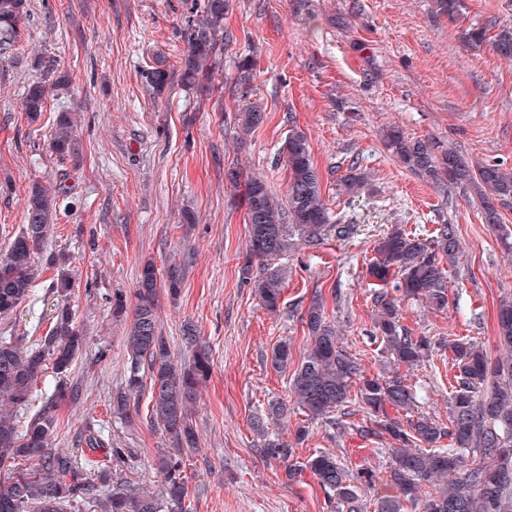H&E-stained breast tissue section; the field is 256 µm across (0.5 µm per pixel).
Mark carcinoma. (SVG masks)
<instances>
[{"mask_svg": "<svg viewBox=\"0 0 512 512\" xmlns=\"http://www.w3.org/2000/svg\"><path fill=\"white\" fill-rule=\"evenodd\" d=\"M440 14L455 21L466 9L465 0H436ZM229 0H203V8L188 17L183 30L182 84L209 90V77L224 42ZM28 12V0H0V57L18 50L19 25ZM465 42L479 48L489 44L500 56L512 58V26L495 23L472 27ZM146 79L156 87L169 83V73L158 63ZM256 71L251 58L237 62L234 89L244 102L235 120L243 134L263 123L261 108L250 101ZM48 81L30 84L22 101L32 120L43 112ZM387 149L410 171L434 185L445 183L470 188L481 198L488 224L500 222L498 206L512 200V170L499 164L477 169L455 149L431 140L411 138L396 128L383 135ZM49 147L60 160L75 159L80 141L73 112H56ZM282 155L289 170L286 199L256 176L243 177L237 167L226 178L242 188L247 226L248 260L242 276L271 313L284 305L283 277L274 261L297 244L314 246L330 232L348 238L355 225L333 223L321 191L320 175L311 158L306 134L294 128ZM366 183V175L353 167L341 180L343 193L353 196ZM74 186L63 176L57 181L35 180L23 201L22 229L0 252V316L9 317L41 279L44 267L56 269L50 292L66 296L72 288L70 257L64 252L44 253L63 203ZM458 252L456 225L441 224L429 235L395 228L380 239L367 276L372 279L375 338L390 355L394 370L362 374L356 357L343 345L339 328L331 321L323 298L312 297L301 313L310 346L289 378V398L275 400L252 418L263 437L260 453L267 461L285 463L294 444L306 440L309 425L343 431L352 402L366 414L358 426L364 438L387 437L379 452L388 458L385 475L367 468L350 469L338 456L319 451L303 462L327 497L345 512H361L362 492L376 491V512H512V297L501 301L497 339L501 355L492 363L474 342L458 339L452 345L455 375L448 408V423L413 414L417 393L400 368L409 370L430 360L437 350L431 336L412 335L401 324L406 300H419L436 311L448 308V272ZM260 263L253 275V262ZM184 284V266L170 263L163 271L151 262L138 271L135 308L125 340L127 374L123 390L112 398V413L126 415L139 393L148 390L151 426L168 441L172 451L158 466L159 492H150L123 474L129 449L121 448L103 430L79 434L78 445L108 451L110 464L81 462L72 452L52 447L59 426L56 411L78 401L81 390L69 379V370L86 345L67 307L57 309L53 326L34 342L0 336V512H188L190 496L183 455L198 448L191 404L199 384L211 370V348L200 340L193 325L182 339L192 350L185 364L175 361L158 328L160 289L176 298ZM288 342L272 351L271 365L288 370ZM56 379L51 395L33 398L34 385L47 371ZM406 413L393 417L390 411ZM305 414L291 443L268 431L271 420L292 413ZM30 458L28 468L19 462Z\"/></svg>", "mask_w": 512, "mask_h": 512, "instance_id": "cac0c4a2", "label": "carcinoma"}]
</instances>
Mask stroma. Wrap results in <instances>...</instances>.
<instances>
[{"mask_svg": "<svg viewBox=\"0 0 512 512\" xmlns=\"http://www.w3.org/2000/svg\"><path fill=\"white\" fill-rule=\"evenodd\" d=\"M194 2L30 0L23 48L0 60V226L19 231L33 180L69 173L72 205L59 213L51 245L70 255L74 287L64 297L45 283L33 288L0 319V336L34 341L53 325L56 306L67 305L89 342L70 370L82 396L60 406L53 445L72 448L85 426L106 422L134 454L127 477L158 490L165 441L147 422V400L132 419L112 413V395L126 375L129 325L113 318L112 300L118 295L133 307L144 262L163 270L185 261L180 298L160 297L159 328L176 360L191 357L182 341L185 322L212 348L211 372L192 407L199 448L185 458L189 512H330L309 472L289 476L286 464L259 453L252 418L288 393V375L270 364L272 350L288 340L301 360L309 341L300 315L318 293L361 371L378 372L388 359L374 339L367 279L374 248L391 227L430 231L449 223L457 227L460 258L448 279V308L435 312L411 300L402 323L413 335L448 343L468 338L499 356L497 309L512 295V253L485 223L475 192L432 185L394 158L382 135L395 125L414 138L447 142L471 164L512 168V59L461 40L467 28L491 19L512 24V0H466L454 23L437 13L434 0H230L224 26L235 39L217 61L207 99L177 78ZM246 55L257 63L252 99L265 120L241 147L234 78ZM48 60L68 81L49 94L33 122L22 108L23 92ZM159 60L173 80L157 92L146 70ZM63 107L79 119L83 153L76 163L48 149L53 117ZM295 127L308 137L331 216L356 232L282 257L285 306L275 315L242 280L245 210L225 171L238 166L284 195L288 170L279 150ZM353 164L368 183L350 197L337 181ZM187 210L196 215L194 225L183 222ZM454 373L448 349L410 371L420 411L447 421ZM380 445L353 427L333 434L316 426L294 459L327 451L350 468L381 475L387 460L376 452Z\"/></svg>", "mask_w": 512, "mask_h": 512, "instance_id": "35a3bbf8", "label": "stroma"}]
</instances>
